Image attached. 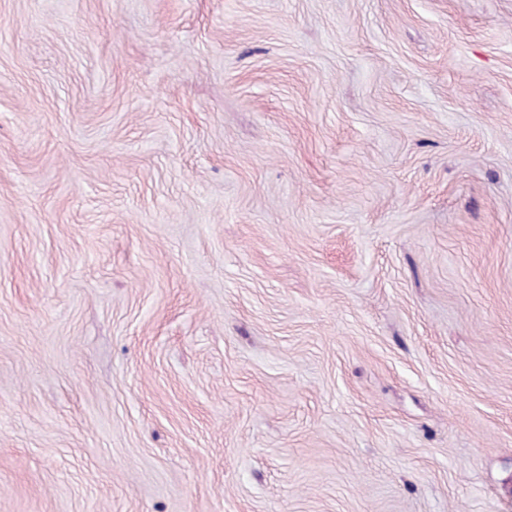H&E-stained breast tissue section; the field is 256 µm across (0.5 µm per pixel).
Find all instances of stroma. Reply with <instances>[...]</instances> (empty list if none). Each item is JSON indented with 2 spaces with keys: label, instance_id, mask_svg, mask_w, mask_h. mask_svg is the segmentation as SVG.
Listing matches in <instances>:
<instances>
[{
  "label": "stroma",
  "instance_id": "1",
  "mask_svg": "<svg viewBox=\"0 0 512 512\" xmlns=\"http://www.w3.org/2000/svg\"><path fill=\"white\" fill-rule=\"evenodd\" d=\"M0 512H512V0H0Z\"/></svg>",
  "mask_w": 512,
  "mask_h": 512
}]
</instances>
